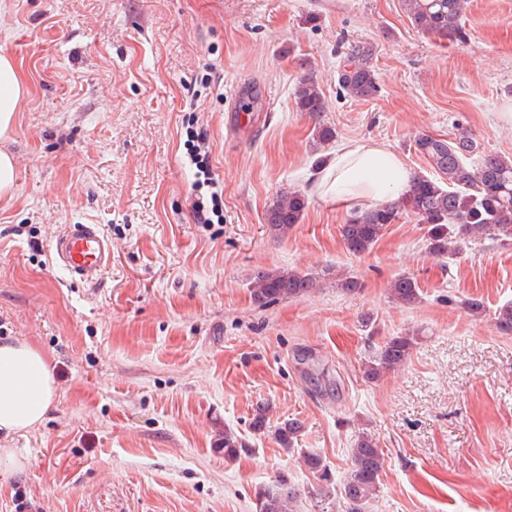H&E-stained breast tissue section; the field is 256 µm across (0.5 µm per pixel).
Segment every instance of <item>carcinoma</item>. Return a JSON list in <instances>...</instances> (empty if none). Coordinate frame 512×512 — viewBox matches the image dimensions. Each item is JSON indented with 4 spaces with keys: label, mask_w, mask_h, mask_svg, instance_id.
<instances>
[{
    "label": "carcinoma",
    "mask_w": 512,
    "mask_h": 512,
    "mask_svg": "<svg viewBox=\"0 0 512 512\" xmlns=\"http://www.w3.org/2000/svg\"><path fill=\"white\" fill-rule=\"evenodd\" d=\"M405 10L414 26L450 42L466 36L461 24L465 0H404ZM342 88L355 99H365L378 91L377 78L368 58L340 77ZM295 105L300 112L320 117L325 111V99L313 75L303 77L294 92ZM415 149L426 157L432 167L445 176L448 185L426 176L416 175L410 189L392 203L371 208H355L347 222L341 225L340 235L347 251L362 255L379 240L387 225L407 213L418 218L426 227V248L434 256H446L459 250L461 244L486 239L506 246L512 243V159L497 153H484L475 165L467 159L478 146L467 132L453 138L439 139L421 134L414 140ZM307 206L304 195L293 192L276 200L266 211V226L272 235L281 237L300 223ZM317 284L311 275L295 271L260 272L251 288V298L259 306L283 299L302 297ZM391 297L403 306H413L421 300L418 281L409 275H399L392 282ZM496 329L512 335V302L499 306L493 315ZM418 337L404 332L383 341L361 365L365 380L375 382L387 371L406 363ZM270 404L263 402L254 409L251 426L263 433L269 424ZM303 430L298 419H288L274 429L276 442L287 452ZM224 458L234 459L248 451L244 441L229 428L215 444ZM304 467L322 482L315 491L320 501L340 497L346 512H366L376 495L385 465V453L372 436L361 433L351 446V467L343 480L337 482L330 474L322 456L315 451L300 450ZM300 489L280 473L269 484L254 493V512H291Z\"/></svg>",
    "instance_id": "carcinoma-1"
}]
</instances>
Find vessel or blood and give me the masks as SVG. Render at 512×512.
Here are the masks:
<instances>
[{
    "mask_svg": "<svg viewBox=\"0 0 512 512\" xmlns=\"http://www.w3.org/2000/svg\"><path fill=\"white\" fill-rule=\"evenodd\" d=\"M55 262L70 275L95 282L112 263V242L97 224H70L52 245Z\"/></svg>",
    "mask_w": 512,
    "mask_h": 512,
    "instance_id": "vessel-or-blood-1",
    "label": "vessel or blood"
}]
</instances>
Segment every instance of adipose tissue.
I'll list each match as a JSON object with an SVG mask.
<instances>
[{"label":"adipose tissue","instance_id":"obj_1","mask_svg":"<svg viewBox=\"0 0 512 512\" xmlns=\"http://www.w3.org/2000/svg\"><path fill=\"white\" fill-rule=\"evenodd\" d=\"M27 93L15 60L0 54V137L12 130ZM412 180L401 157L387 146L349 141L312 177L316 191L337 203L364 207L405 194ZM56 384L45 356L25 342L0 343V432L28 431L45 418Z\"/></svg>","mask_w":512,"mask_h":512}]
</instances>
